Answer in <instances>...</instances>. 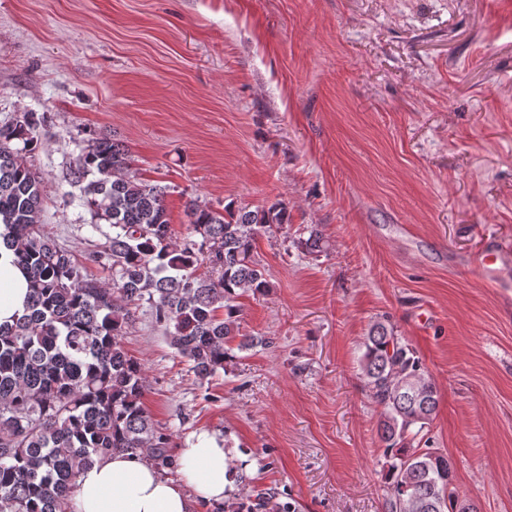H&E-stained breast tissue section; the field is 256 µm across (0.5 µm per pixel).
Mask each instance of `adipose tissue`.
<instances>
[{
    "label": "adipose tissue",
    "instance_id": "ef3b65f1",
    "mask_svg": "<svg viewBox=\"0 0 512 512\" xmlns=\"http://www.w3.org/2000/svg\"><path fill=\"white\" fill-rule=\"evenodd\" d=\"M28 280L12 251L0 244V325H10L26 309ZM180 482L164 477L142 454L115 452L95 460L76 480L74 512H200L233 491L245 460L233 449L200 436L178 449ZM192 486L187 496L184 486Z\"/></svg>",
    "mask_w": 512,
    "mask_h": 512
}]
</instances>
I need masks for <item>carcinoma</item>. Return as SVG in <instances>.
<instances>
[{
  "label": "carcinoma",
  "mask_w": 512,
  "mask_h": 512,
  "mask_svg": "<svg viewBox=\"0 0 512 512\" xmlns=\"http://www.w3.org/2000/svg\"><path fill=\"white\" fill-rule=\"evenodd\" d=\"M33 115L0 125V224L16 262L27 270V313L0 326V506L10 512H72L79 473L116 451L147 454L175 472L172 435L143 405L144 369L120 341L133 311L148 304L170 344L201 379L237 353L271 346L240 333L238 297L269 288L255 242L287 224L286 207L218 212L189 201L190 231L177 240L168 219L167 187L132 171L123 142L88 140L73 180L85 183V205L112 224L93 254L112 283L89 276L83 263L42 230L44 187L13 143L35 148ZM361 376L380 409L386 460L384 512H459L452 461L415 444L436 416V385L416 350L389 317L364 338ZM220 512H295L274 491Z\"/></svg>",
  "instance_id": "carcinoma-1"
}]
</instances>
